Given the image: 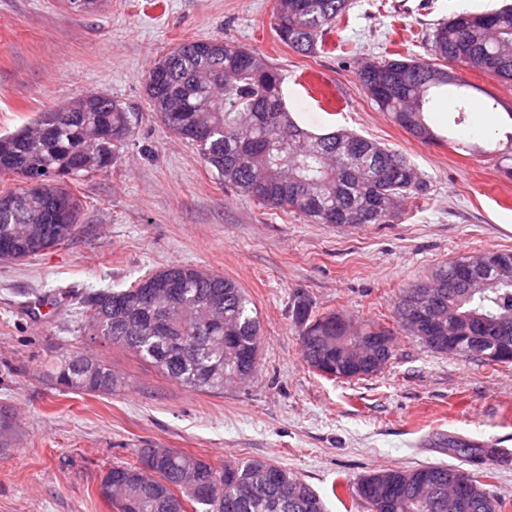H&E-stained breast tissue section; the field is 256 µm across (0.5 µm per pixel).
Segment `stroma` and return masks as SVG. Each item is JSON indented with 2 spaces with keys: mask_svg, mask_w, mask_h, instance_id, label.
Masks as SVG:
<instances>
[{
  "mask_svg": "<svg viewBox=\"0 0 512 512\" xmlns=\"http://www.w3.org/2000/svg\"><path fill=\"white\" fill-rule=\"evenodd\" d=\"M502 0H352L349 24L323 51L301 55L278 38L275 0H105L94 13L66 0H0V135L84 95L106 94L135 133L111 171L71 184L81 222L36 257L0 260V406L13 445L0 455V512H114L99 494L116 465L142 448H172L213 463L269 459L322 497L325 512H369L354 485L372 469L444 463L478 473L512 512V364L434 353L391 318L401 288L448 260L512 251V179L496 155L468 150L512 110V83L449 64L496 98L471 112L454 143H423L380 111L357 83L363 61L422 58L436 23ZM221 39L250 48L284 77L291 117L315 133L347 129L407 157L427 181L395 224L336 226L261 207L225 188L187 141L152 112L145 79L177 44ZM190 264L243 288L256 307L258 370L220 393L170 381L116 344L80 334L64 294L122 290L157 269ZM316 312L392 329L394 357L359 381L311 369L292 320L296 293ZM104 360L125 377L114 394L62 391L47 374L69 353ZM459 441L500 455L456 454Z\"/></svg>",
  "mask_w": 512,
  "mask_h": 512,
  "instance_id": "stroma-1",
  "label": "stroma"
}]
</instances>
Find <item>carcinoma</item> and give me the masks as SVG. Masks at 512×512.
I'll list each match as a JSON object with an SVG mask.
<instances>
[{
	"label": "carcinoma",
	"instance_id": "obj_1",
	"mask_svg": "<svg viewBox=\"0 0 512 512\" xmlns=\"http://www.w3.org/2000/svg\"><path fill=\"white\" fill-rule=\"evenodd\" d=\"M350 0H276V33L289 48L310 56L348 15ZM512 81V6L485 13H459L434 27L429 59L400 56L364 63L355 71L366 94L421 142L444 140L470 111L472 85L448 80L446 63ZM283 79L252 50L222 40H197L174 47L149 72L145 91L150 107L175 136L189 142L224 186L270 209L294 213L314 224H394L411 199L428 185L401 153L358 133L316 134L288 112ZM454 98L452 123L443 134L430 124V104ZM189 109L190 124L167 122L168 113ZM501 127L495 152L512 161V110ZM134 133L129 113L105 95H86L65 107L42 112L29 125L0 135V175L12 174L25 186L10 191L18 204L0 209V259L24 261L69 239L82 211L68 182L106 173ZM498 263L490 282L455 287L457 258L433 269L422 289L435 295L424 309L431 336L463 337L445 354L469 360V337L498 347L500 328H512V251H490ZM177 276L179 287L158 289L152 299L137 286L120 291L74 293L68 306L80 316L87 336H101L153 364L169 380L200 392L254 375L251 357L259 351L261 326L252 302L234 281L194 265H174L151 273ZM417 284L399 291L393 319L413 336L409 316L417 308ZM334 311L317 313L309 297L295 295L292 319L301 336H339ZM348 340L314 349L301 342L305 362L324 377L360 380L346 359ZM51 384L90 394H111L121 380L103 361L71 353L47 374ZM12 421L0 409V452L9 451ZM154 476L132 464L114 466L112 499L116 512H325L318 492L287 468L266 460H210L170 448L157 450ZM403 494L384 501L368 475L355 484L370 512H443L422 495L421 481L433 477L445 490L457 466L427 464L396 470ZM285 484L300 495L283 500ZM468 512H499L487 490Z\"/></svg>",
	"mask_w": 512,
	"mask_h": 512
}]
</instances>
